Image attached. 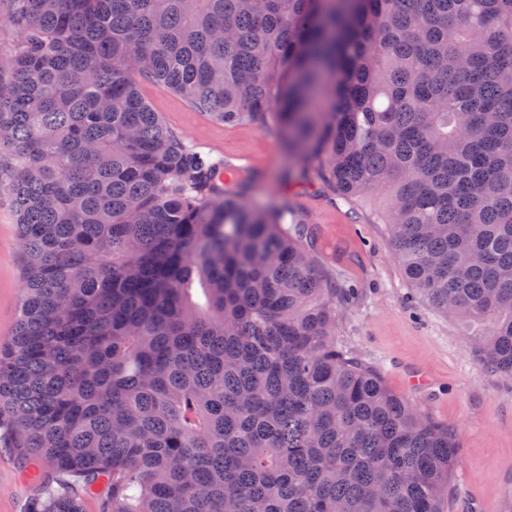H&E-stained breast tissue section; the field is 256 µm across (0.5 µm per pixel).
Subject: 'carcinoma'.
<instances>
[{
    "instance_id": "carcinoma-1",
    "label": "carcinoma",
    "mask_w": 512,
    "mask_h": 512,
    "mask_svg": "<svg viewBox=\"0 0 512 512\" xmlns=\"http://www.w3.org/2000/svg\"><path fill=\"white\" fill-rule=\"evenodd\" d=\"M23 288L0 420L31 512H453L456 435L336 346V285L168 129L150 82L385 195L432 308L512 376V0H0Z\"/></svg>"
}]
</instances>
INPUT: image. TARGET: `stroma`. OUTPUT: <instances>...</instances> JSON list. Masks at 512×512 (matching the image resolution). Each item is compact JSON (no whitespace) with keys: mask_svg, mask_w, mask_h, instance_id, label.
I'll return each instance as SVG.
<instances>
[{"mask_svg":"<svg viewBox=\"0 0 512 512\" xmlns=\"http://www.w3.org/2000/svg\"><path fill=\"white\" fill-rule=\"evenodd\" d=\"M145 99L165 125L214 158L242 159L259 179L246 199L259 207L287 201L305 218L303 243L337 287L355 299L336 306V342L375 369L386 387L457 435L453 488L456 512H512V377L483 370L475 339L487 332L454 314L430 307L393 256L383 200L344 199L321 177L289 176L288 153L270 126H227L189 106L180 96L146 83ZM22 288L16 218L0 195V341L11 335ZM428 384L413 387V375ZM36 459H22L11 440L0 441V512H29Z\"/></svg>","mask_w":512,"mask_h":512,"instance_id":"1","label":"stroma"}]
</instances>
